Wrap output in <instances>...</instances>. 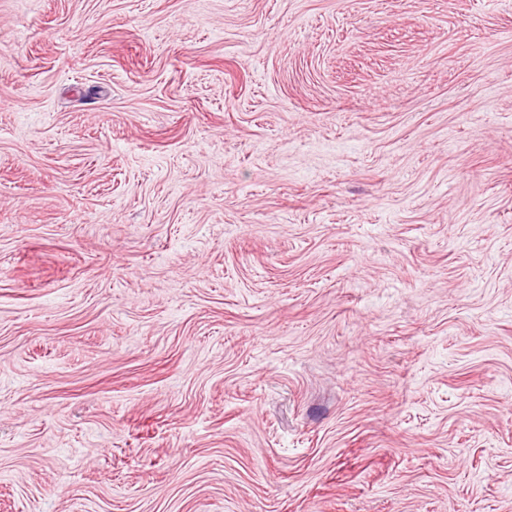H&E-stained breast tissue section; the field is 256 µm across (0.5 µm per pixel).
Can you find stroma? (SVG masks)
Segmentation results:
<instances>
[{
	"mask_svg": "<svg viewBox=\"0 0 512 512\" xmlns=\"http://www.w3.org/2000/svg\"><path fill=\"white\" fill-rule=\"evenodd\" d=\"M0 512H512V0H0Z\"/></svg>",
	"mask_w": 512,
	"mask_h": 512,
	"instance_id": "obj_1",
	"label": "stroma"
}]
</instances>
